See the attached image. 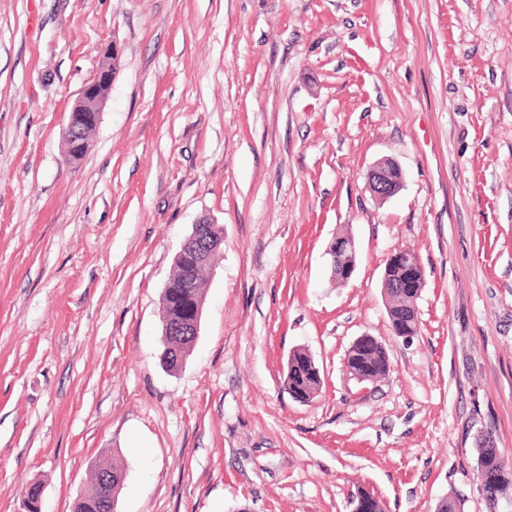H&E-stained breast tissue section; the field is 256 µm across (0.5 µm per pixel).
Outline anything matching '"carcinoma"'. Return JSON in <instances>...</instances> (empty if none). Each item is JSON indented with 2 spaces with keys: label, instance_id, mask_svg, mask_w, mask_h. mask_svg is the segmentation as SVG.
I'll use <instances>...</instances> for the list:
<instances>
[{
  "label": "carcinoma",
  "instance_id": "carcinoma-1",
  "mask_svg": "<svg viewBox=\"0 0 512 512\" xmlns=\"http://www.w3.org/2000/svg\"><path fill=\"white\" fill-rule=\"evenodd\" d=\"M210 264L187 267L174 260V271L160 298V319L172 325L191 320L195 303L203 302L206 275ZM389 322L395 326L403 324L410 328L418 325V316L414 302L404 294L391 292L384 288ZM162 360L168 369L178 370L193 348L191 336L160 337ZM363 375L371 380H381L388 375L384 354L374 345L366 344L356 351ZM285 385L288 390L302 392L319 391L322 380L313 369L308 352L295 350L288 361ZM476 451L481 482V492L489 506V512H496L499 501L512 494V466L508 465L499 450L495 448L492 435L487 433L476 440ZM107 474L112 481V496L118 497L123 478L122 472L108 463L95 465L92 476V488L77 495L73 503V512H105L102 506V486L99 475Z\"/></svg>",
  "mask_w": 512,
  "mask_h": 512
}]
</instances>
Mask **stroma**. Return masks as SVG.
Segmentation results:
<instances>
[{
	"instance_id": "stroma-1",
	"label": "stroma",
	"mask_w": 512,
	"mask_h": 512,
	"mask_svg": "<svg viewBox=\"0 0 512 512\" xmlns=\"http://www.w3.org/2000/svg\"><path fill=\"white\" fill-rule=\"evenodd\" d=\"M382 158L403 173L383 202ZM204 218L224 243L170 371L160 296ZM405 247L425 279L408 339L382 298ZM363 335L389 355L374 384L343 365ZM297 349L322 372L305 402ZM486 432L512 463V0H0V512L32 482L72 512L102 456L118 512H351L361 489L488 512ZM113 73L108 70H101L90 82L84 85L75 103L69 110L70 114L65 128V137L72 140L80 138L78 128L73 125L75 115L83 112H92L100 119V114L107 102L108 95L103 86L112 83ZM366 181L374 198L386 200L401 190L403 175L394 161L384 159L370 167L366 174ZM327 254L330 256L332 271L344 283H347L352 278L357 266L358 249L355 238L352 235L345 238L335 237L327 249ZM345 257L350 258V262L341 266V261ZM203 306L199 309L195 318L188 323L190 329L188 333L191 336H160V345L162 348L163 363L172 371L178 370L190 351L193 348V336H199L200 317ZM287 364L288 371L286 372L284 382L290 394L291 390L302 392L319 391L322 386V376L320 380L313 369L314 365H312L308 352L299 349L293 351L291 359L289 356Z\"/></svg>"
}]
</instances>
